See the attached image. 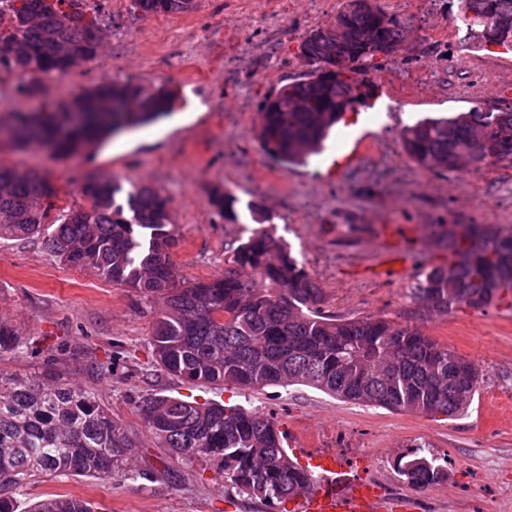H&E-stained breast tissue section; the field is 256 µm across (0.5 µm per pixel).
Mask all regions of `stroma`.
Returning a JSON list of instances; mask_svg holds the SVG:
<instances>
[{"instance_id": "1", "label": "stroma", "mask_w": 512, "mask_h": 512, "mask_svg": "<svg viewBox=\"0 0 512 512\" xmlns=\"http://www.w3.org/2000/svg\"><path fill=\"white\" fill-rule=\"evenodd\" d=\"M265 0H198L195 10L145 19L131 9L102 15L104 26L133 29L136 43L115 55L104 40L99 57L74 68L69 87L78 91L105 81L134 79L168 83L178 95L175 110L158 123L91 145L66 159L31 147L0 148V162L50 174L60 186V206L80 199L89 176L110 177L124 187L147 183L171 202L177 245L172 261L181 282L223 277L231 265L235 236L208 203L220 186L241 202L264 200L276 228L289 224L284 195L261 191L242 180L238 164L263 159L256 138L259 104L265 95L305 71L298 46L319 21L304 0H293L282 22L267 19ZM408 45L379 60L380 85L374 104L347 113L308 165L287 174L297 190L320 182L327 210L328 239L336 237L340 210L359 211L375 238L368 256L337 267L325 284L323 308L348 319L377 315L416 324L481 369L482 386L467 414L443 419L343 402L305 387L240 390L194 386L158 370L149 337L156 305L132 290L113 286L86 269L59 263L43 237L0 238V317L22 334L24 349L0 353V370L41 375L56 371L94 392L102 405L142 443L138 477L109 481L75 477L23 486L14 494L17 512L52 494L90 502L94 512H285L239 494L216 468L196 461L164 467L166 449L156 447L137 406L153 394L185 395L239 404L270 415L292 448L309 453L337 451L351 477L380 487L384 512H512V296L477 310L456 306L442 316L428 314L408 297L419 258L445 263V251L431 248L432 224H497L512 227V165H488L476 174H424L406 202L384 198L377 185L357 184L350 153L356 133L371 140H400L402 130L425 117L445 116L478 105L495 110L512 105V52L463 49L450 32L441 0L419 15ZM245 28L251 51L235 81L224 79V34ZM242 115L243 131L224 141V115ZM448 205H433L435 191ZM404 241L403 270L383 267L396 241ZM365 283L360 300L344 287ZM425 445V454L445 462L448 479L420 490L402 480L397 460Z\"/></svg>"}]
</instances>
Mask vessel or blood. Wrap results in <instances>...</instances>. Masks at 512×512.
Instances as JSON below:
<instances>
[{
    "label": "vessel or blood",
    "instance_id": "vessel-or-blood-1",
    "mask_svg": "<svg viewBox=\"0 0 512 512\" xmlns=\"http://www.w3.org/2000/svg\"><path fill=\"white\" fill-rule=\"evenodd\" d=\"M318 471L313 492L299 497L294 512H377L382 496L376 485L351 479L335 455L311 457Z\"/></svg>",
    "mask_w": 512,
    "mask_h": 512
}]
</instances>
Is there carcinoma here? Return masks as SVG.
I'll list each match as a JSON object with an SVG mask.
<instances>
[{"instance_id": "obj_1", "label": "carcinoma", "mask_w": 512, "mask_h": 512, "mask_svg": "<svg viewBox=\"0 0 512 512\" xmlns=\"http://www.w3.org/2000/svg\"><path fill=\"white\" fill-rule=\"evenodd\" d=\"M147 17L191 12L197 0H130ZM467 30L463 47L512 49V0H442ZM508 23L498 41L485 38V6ZM334 23L311 30L299 45L306 72L260 103L257 139L286 171L318 154L329 131L375 95L376 58L395 54L416 17L373 3L348 7ZM100 16L84 0H12L0 28V70L23 77L18 90L41 98L45 80L97 59ZM351 62L360 83L330 70ZM175 92L166 83L103 82L45 101L48 112H13L11 139L37 143L67 158L91 143L166 116ZM83 111L75 122L72 110ZM403 149L422 170L447 175L512 164V107L488 112L475 105L448 117L425 118L402 133ZM83 203L59 207L60 188L46 175L0 163V235L26 238L53 227L46 247L59 262L90 269L114 286L154 299L150 336L155 362L189 383L241 389L303 385L343 401L406 413L457 417L472 405L483 380L477 365L416 325L366 315L341 319L322 310L316 279L288 244L263 223L261 201L248 209L261 227L234 250L224 278L184 284L172 262L177 245L169 199L149 184L127 190L112 178H91ZM208 203L224 223L239 221V199L215 187ZM436 245L448 263L425 265L414 301L430 313L459 304L475 309L512 293V233L494 224H437ZM21 336L0 319V353L20 351ZM148 431L172 462L204 461L251 499L284 504L312 491L316 477L288 454L274 418L240 407L155 394L137 407ZM140 447L94 393L54 377L0 371V512H16L12 491L39 479L88 476L110 480L131 472ZM399 476L427 489L448 469L414 451L397 460ZM30 512H94L72 495H55Z\"/></svg>"}]
</instances>
